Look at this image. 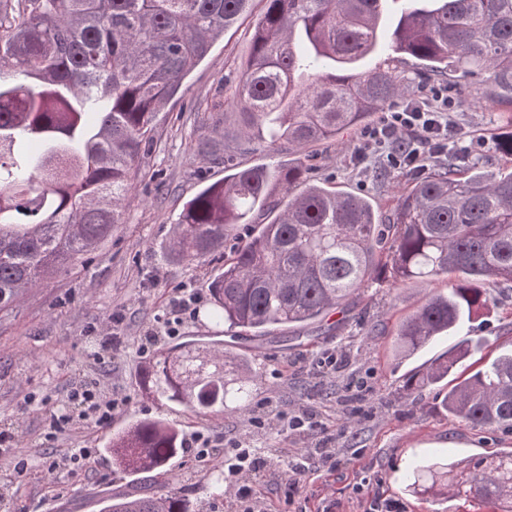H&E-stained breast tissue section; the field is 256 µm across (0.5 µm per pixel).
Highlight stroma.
Here are the masks:
<instances>
[{"mask_svg": "<svg viewBox=\"0 0 512 512\" xmlns=\"http://www.w3.org/2000/svg\"><path fill=\"white\" fill-rule=\"evenodd\" d=\"M263 10L262 0H253L250 16L225 32L159 114L153 148L141 159L136 187L124 202V223L85 263L47 277L0 311V435L9 439L0 453V512H99L109 496L168 491L186 494L193 512H225L213 480L224 471L225 455L242 445L268 461L259 477L267 512H367L377 496L398 501L404 512H486L462 498L404 489L415 466L512 453L511 431L474 429L444 413L438 405L444 387H432L417 399L400 391L406 374L442 358L452 341L440 340L400 361L392 345L396 326L433 289L448 290L452 277L432 287L398 284L384 274L354 306L331 312L322 323L279 329L264 340L234 339L205 316L209 284L222 260L188 263L167 256L184 203L224 177L223 166L201 161L191 143L210 133L216 113L236 111L224 82L236 77ZM447 86L462 101L455 117L463 147L485 169L497 170L504 158L496 137L512 129V108L483 98L482 77H454ZM359 134L353 128L303 152L284 143L276 153L251 150L237 160L250 166L310 155L313 180L369 195L377 213L389 218L409 176L357 168ZM487 298V310L456 339L481 337L492 348L512 345V284L490 286ZM106 327L120 336L119 344L100 346ZM192 340H221L248 357L259 375L250 412L205 416L143 390L148 355ZM331 355L336 364L329 367L325 361ZM81 386L120 401L110 421L80 417L68 396ZM267 401L286 415L308 417L315 430L303 435L272 416L265 428L250 426V416L260 414ZM64 411L74 419L56 427L54 416ZM154 417L175 422L186 443L171 461L168 478L115 467L107 449L111 437ZM196 435L211 439L212 462L200 461L190 448ZM74 448L91 449L92 455L70 463ZM301 455L308 457V468L292 490L288 460Z\"/></svg>", "mask_w": 512, "mask_h": 512, "instance_id": "obj_1", "label": "stroma"}]
</instances>
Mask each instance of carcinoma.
Returning a JSON list of instances; mask_svg holds the SVG:
<instances>
[{"instance_id":"1","label":"carcinoma","mask_w":512,"mask_h":512,"mask_svg":"<svg viewBox=\"0 0 512 512\" xmlns=\"http://www.w3.org/2000/svg\"><path fill=\"white\" fill-rule=\"evenodd\" d=\"M384 0H265L251 53L231 84L236 149L335 139L397 102L401 64L422 79L485 74L486 94L512 105V0H432L401 11L390 37ZM252 0H0V308L59 266L74 267L124 223L123 202L154 141L157 118L189 71L251 9ZM381 52L373 69L357 64ZM224 179L189 199L169 256L195 261L224 248L254 212L273 214L213 278L210 315L263 337L351 305L380 272L397 283L455 277L396 327L406 358L453 336L486 308L487 287L512 283V170L454 160L408 182L389 223L368 196L309 183L304 163L244 166L205 136ZM481 339L410 375L407 395L448 380L443 408L472 428L512 431V347L470 372ZM256 375L216 342L157 355L145 389L200 414L246 411ZM126 470L161 471L181 448L178 427L135 422L108 444ZM418 495L463 496L512 512V453L417 466ZM102 512H191L174 493L103 501Z\"/></svg>"}]
</instances>
